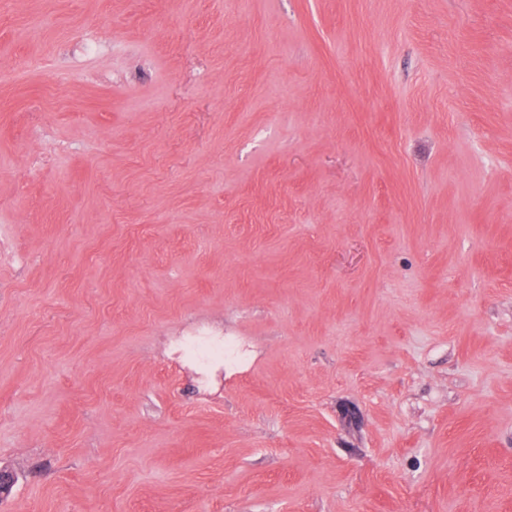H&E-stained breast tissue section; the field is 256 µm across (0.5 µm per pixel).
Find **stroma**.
Segmentation results:
<instances>
[{
    "mask_svg": "<svg viewBox=\"0 0 512 512\" xmlns=\"http://www.w3.org/2000/svg\"><path fill=\"white\" fill-rule=\"evenodd\" d=\"M0 512H512V0H0Z\"/></svg>",
    "mask_w": 512,
    "mask_h": 512,
    "instance_id": "35a3bbf8",
    "label": "stroma"
}]
</instances>
